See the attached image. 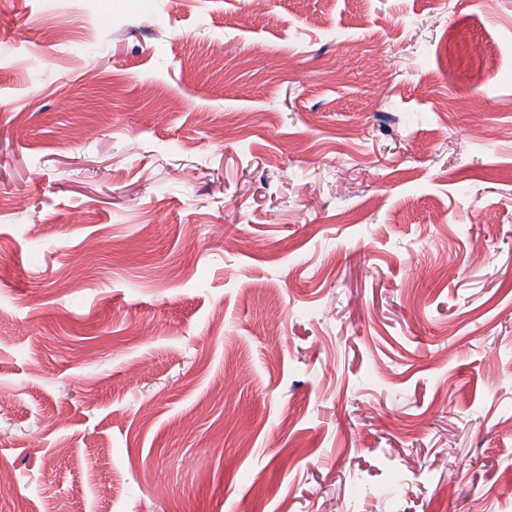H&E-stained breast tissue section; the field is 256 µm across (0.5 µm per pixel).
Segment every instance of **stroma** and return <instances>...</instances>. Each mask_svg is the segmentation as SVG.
Segmentation results:
<instances>
[{"label": "stroma", "mask_w": 512, "mask_h": 512, "mask_svg": "<svg viewBox=\"0 0 512 512\" xmlns=\"http://www.w3.org/2000/svg\"><path fill=\"white\" fill-rule=\"evenodd\" d=\"M495 2L0 0V512H512Z\"/></svg>", "instance_id": "35a3bbf8"}]
</instances>
